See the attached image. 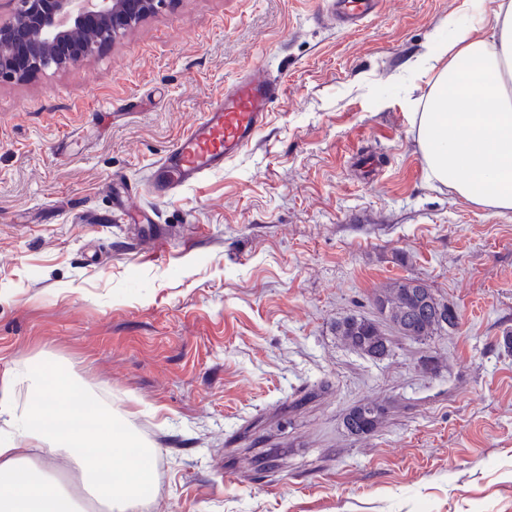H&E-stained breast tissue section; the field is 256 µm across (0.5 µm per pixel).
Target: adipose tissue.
<instances>
[{
  "label": "adipose tissue",
  "instance_id": "ef3b65f1",
  "mask_svg": "<svg viewBox=\"0 0 512 512\" xmlns=\"http://www.w3.org/2000/svg\"><path fill=\"white\" fill-rule=\"evenodd\" d=\"M471 20L453 25L436 52L415 62L430 83L415 115L432 182L481 206L512 210V0L486 14L468 0ZM17 406L14 372L0 374V512H80L66 490L47 492V471L30 450L63 451L104 512H137L154 477L156 452L123 426L118 412L77 391L70 373L37 364ZM70 405H62L60 395Z\"/></svg>",
  "mask_w": 512,
  "mask_h": 512
}]
</instances>
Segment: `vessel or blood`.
Listing matches in <instances>:
<instances>
[{
  "label": "vessel or blood",
  "instance_id": "obj_1",
  "mask_svg": "<svg viewBox=\"0 0 512 512\" xmlns=\"http://www.w3.org/2000/svg\"><path fill=\"white\" fill-rule=\"evenodd\" d=\"M381 4L382 0H324L320 14L346 26L378 15ZM282 96L280 81L268 76L262 66H251L167 150L148 175V190L162 197L222 169L256 141Z\"/></svg>",
  "mask_w": 512,
  "mask_h": 512
}]
</instances>
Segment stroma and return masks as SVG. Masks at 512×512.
Wrapping results in <instances>:
<instances>
[{"label":"stroma","instance_id":"35a3bbf8","mask_svg":"<svg viewBox=\"0 0 512 512\" xmlns=\"http://www.w3.org/2000/svg\"><path fill=\"white\" fill-rule=\"evenodd\" d=\"M170 0L83 65L0 84V372L70 370L157 450L143 512H512V211L431 182L414 70L465 0ZM256 142L171 196L152 166L253 64ZM170 237L148 254L144 216ZM417 277L460 324L361 356L337 319ZM436 369L428 371L425 359ZM385 405L353 439L344 415ZM319 17H327L339 26L355 24L381 12L382 0H325Z\"/></svg>","mask_w":512,"mask_h":512}]
</instances>
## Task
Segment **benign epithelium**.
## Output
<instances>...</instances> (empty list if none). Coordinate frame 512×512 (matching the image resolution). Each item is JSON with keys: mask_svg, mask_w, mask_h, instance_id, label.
I'll return each mask as SVG.
<instances>
[{"mask_svg": "<svg viewBox=\"0 0 512 512\" xmlns=\"http://www.w3.org/2000/svg\"><path fill=\"white\" fill-rule=\"evenodd\" d=\"M0 23V83L84 64L166 0H17Z\"/></svg>", "mask_w": 512, "mask_h": 512, "instance_id": "obj_1", "label": "benign epithelium"}]
</instances>
